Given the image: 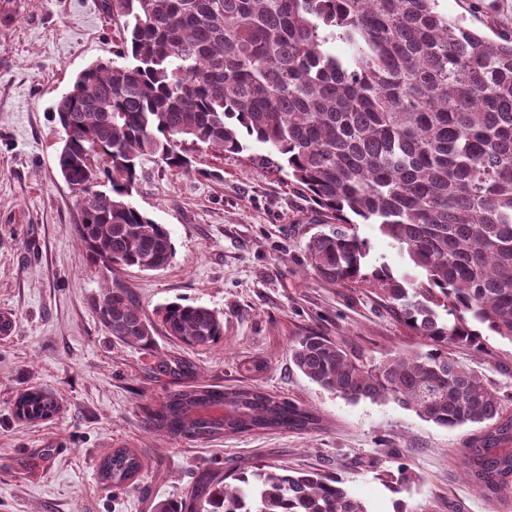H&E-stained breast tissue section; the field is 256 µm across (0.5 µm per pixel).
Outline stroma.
I'll return each mask as SVG.
<instances>
[{"instance_id":"obj_1","label":"stroma","mask_w":512,"mask_h":512,"mask_svg":"<svg viewBox=\"0 0 512 512\" xmlns=\"http://www.w3.org/2000/svg\"><path fill=\"white\" fill-rule=\"evenodd\" d=\"M13 2L0 11V317L12 321L0 334V512H153L154 502L185 497L202 474L263 465L333 475L368 512H397L402 502L409 512H512V495L490 501L469 483L460 457L469 429L438 427L394 403L347 402L294 365L289 345L309 330L375 360L422 341L370 292L314 276L305 246L318 216L286 177L256 163L265 146L237 155L191 147L187 170L145 157L133 200L170 231L172 262L108 279L89 266L57 166L64 132L51 106L79 71L110 57L120 35L102 0ZM444 4L479 32H512V0ZM109 282L129 287L148 312L172 300L221 312L224 338L199 350L160 333L150 351L121 343L94 308ZM486 347L451 355L512 393V340L490 336ZM160 355L193 361L199 383L257 386L311 407L321 425L205 443L147 431L144 407L169 389L152 372ZM256 360L263 371L246 372ZM31 387L53 394V419H15L12 404ZM118 448L144 468L113 487L99 469ZM401 466L416 481L396 494L383 474Z\"/></svg>"}]
</instances>
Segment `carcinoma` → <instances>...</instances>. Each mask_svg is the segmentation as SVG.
<instances>
[{"label": "carcinoma", "mask_w": 512, "mask_h": 512, "mask_svg": "<svg viewBox=\"0 0 512 512\" xmlns=\"http://www.w3.org/2000/svg\"><path fill=\"white\" fill-rule=\"evenodd\" d=\"M442 0H103L122 26L112 57L82 70L53 112L65 130L57 166L82 185L76 233L96 267L161 269L169 230L133 202L141 160L186 168L183 145L239 154L267 146L259 164L302 191L322 216L306 243L314 275L376 295L424 350L375 362L310 331L295 366L348 401L393 402L449 429L479 425L461 449L469 482L486 498L512 493V393L451 357L484 351L482 331L512 340V35L493 39L448 17ZM340 41L348 52L329 45ZM405 255V270L369 258L357 223ZM118 341L149 348L155 333L192 348L224 339V315L172 301L148 314L107 286L95 304ZM169 378L143 424L173 439L206 441L258 429L309 431L310 409L256 388L195 384L197 366L160 358ZM58 410L38 388L14 415ZM143 469L118 448L100 475L114 487ZM406 469L389 476L408 489ZM155 512H368L336 478L314 471L205 476Z\"/></svg>", "instance_id": "1"}]
</instances>
